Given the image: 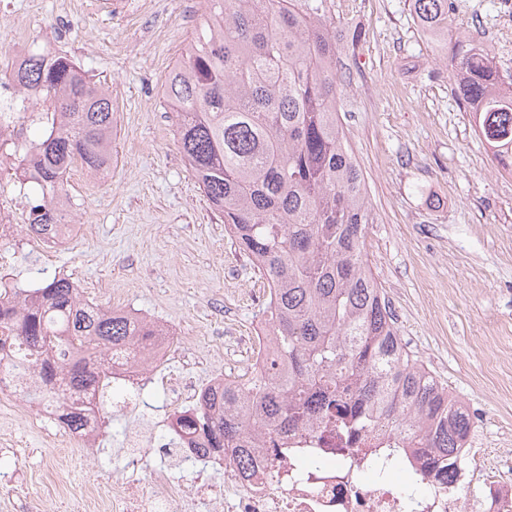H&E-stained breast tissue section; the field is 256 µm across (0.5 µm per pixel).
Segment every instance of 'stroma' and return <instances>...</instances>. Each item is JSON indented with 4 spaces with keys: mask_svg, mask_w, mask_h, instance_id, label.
Masks as SVG:
<instances>
[{
    "mask_svg": "<svg viewBox=\"0 0 512 512\" xmlns=\"http://www.w3.org/2000/svg\"><path fill=\"white\" fill-rule=\"evenodd\" d=\"M7 0L0 4V51L16 28L29 47L67 54L106 82L116 106L112 171L68 174L75 204L69 238L33 251L25 200L0 169V203L17 228L0 241V274L21 288L66 275L103 307L162 326L177 351L166 374L206 382L248 376L247 343L269 284L230 238L180 153L177 116L164 101L168 73L196 35L185 21L206 0ZM451 28L495 49V0H459ZM336 31V107L367 181L375 214L366 238L372 272L408 349L482 424V445L512 448V176L501 171L452 93V51L428 42L408 0H326ZM362 34L351 44L352 30ZM151 405L108 413L98 445L84 454L55 427L12 425L16 445L0 447V512H70L91 482L112 484L127 458L124 435L163 421Z\"/></svg>",
    "mask_w": 512,
    "mask_h": 512,
    "instance_id": "obj_1",
    "label": "stroma"
}]
</instances>
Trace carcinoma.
<instances>
[{
	"instance_id": "obj_1",
	"label": "carcinoma",
	"mask_w": 512,
	"mask_h": 512,
	"mask_svg": "<svg viewBox=\"0 0 512 512\" xmlns=\"http://www.w3.org/2000/svg\"><path fill=\"white\" fill-rule=\"evenodd\" d=\"M326 0H209L197 36L170 71L180 152L224 229L270 286L275 347L259 384L224 380L175 425L202 437L204 457L278 447L295 428L336 429L354 442L376 423L425 441L424 474L458 476L473 431L465 405L415 359L399 335L365 253L375 217L363 173L336 110V31ZM428 40L448 44V0H409ZM458 102L474 113L494 158L512 172V83L470 37L451 58ZM43 132L15 146L14 176L34 188L28 230L59 237L69 212L66 173L112 169V94L68 55L30 52L7 70ZM165 332L130 312L86 301L67 277L38 288H0V343L33 348L13 363L36 379L28 395L58 404L80 433L112 385V352ZM61 342L72 357L41 355Z\"/></svg>"
}]
</instances>
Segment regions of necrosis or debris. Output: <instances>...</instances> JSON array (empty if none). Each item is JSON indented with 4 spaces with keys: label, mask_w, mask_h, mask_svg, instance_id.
Segmentation results:
<instances>
[{
    "label": "necrosis or debris",
    "mask_w": 512,
    "mask_h": 512,
    "mask_svg": "<svg viewBox=\"0 0 512 512\" xmlns=\"http://www.w3.org/2000/svg\"><path fill=\"white\" fill-rule=\"evenodd\" d=\"M171 337H157L148 349V365L126 357L112 361L113 379L128 392L112 407L123 412L139 406L148 388L162 390L170 403L197 401L196 385L172 389L159 368L171 357ZM16 370L0 369V403L10 414L26 421L56 420L54 404L21 402ZM171 456L194 462L197 475L190 482L175 476L169 466L154 468L149 483L129 475L109 488L87 486L75 498L71 512H189L206 505L209 512H512V452L502 448H473L466 457L464 474L454 482L424 479L423 490L408 496L389 478L371 477V465L356 448L342 445L335 432L297 431L289 434L286 450L251 452L254 476L224 463V477L208 478L207 461L196 458L187 441L170 447Z\"/></svg>",
    "instance_id": "1"
}]
</instances>
